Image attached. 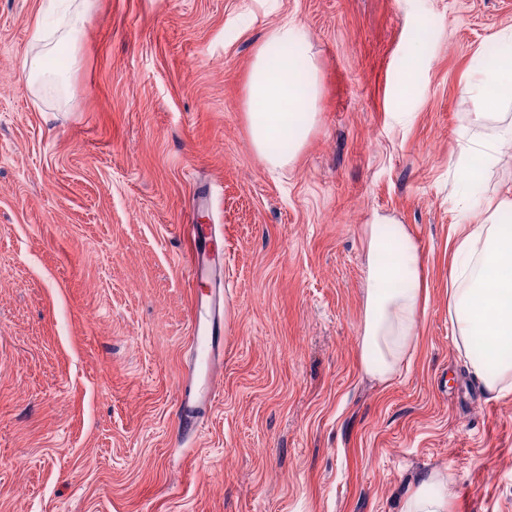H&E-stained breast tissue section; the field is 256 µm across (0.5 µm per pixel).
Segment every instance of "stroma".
<instances>
[{
    "label": "stroma",
    "instance_id": "obj_1",
    "mask_svg": "<svg viewBox=\"0 0 512 512\" xmlns=\"http://www.w3.org/2000/svg\"><path fill=\"white\" fill-rule=\"evenodd\" d=\"M42 2L0 0V512H402L434 473L452 512H512V393L478 388L448 316L457 225L512 198L507 144L461 187L468 138L512 108L459 102L512 0H93L46 90L22 73ZM286 20L312 40L318 120L273 172L247 85ZM377 215L405 225L427 284L386 382L358 349ZM198 221L224 232L233 305L222 392L191 428ZM423 57V41L415 39L409 42L404 56L402 81L398 89L399 98H405L409 94L414 73L420 65Z\"/></svg>",
    "mask_w": 512,
    "mask_h": 512
}]
</instances>
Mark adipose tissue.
Here are the masks:
<instances>
[{
    "instance_id": "adipose-tissue-1",
    "label": "adipose tissue",
    "mask_w": 512,
    "mask_h": 512,
    "mask_svg": "<svg viewBox=\"0 0 512 512\" xmlns=\"http://www.w3.org/2000/svg\"><path fill=\"white\" fill-rule=\"evenodd\" d=\"M319 85L309 36L283 22L257 45L248 82L252 142L267 167H287L317 122ZM479 117L512 106V31L496 36V52L460 92ZM426 283L419 249L404 225L375 216L367 232L360 368L388 381L418 340ZM448 313L456 350L492 397L512 392V225L498 214L463 225L454 247ZM403 512H451L448 488L422 481Z\"/></svg>"
}]
</instances>
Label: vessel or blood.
I'll return each instance as SVG.
<instances>
[{"instance_id": "obj_1", "label": "vessel or blood", "mask_w": 512, "mask_h": 512, "mask_svg": "<svg viewBox=\"0 0 512 512\" xmlns=\"http://www.w3.org/2000/svg\"><path fill=\"white\" fill-rule=\"evenodd\" d=\"M188 273L192 283L210 285L197 296L191 319L190 363L180 391V409L195 422L211 409L220 394L224 369V325L230 312V292L223 282L224 252L218 246L216 225L191 224Z\"/></svg>"}]
</instances>
